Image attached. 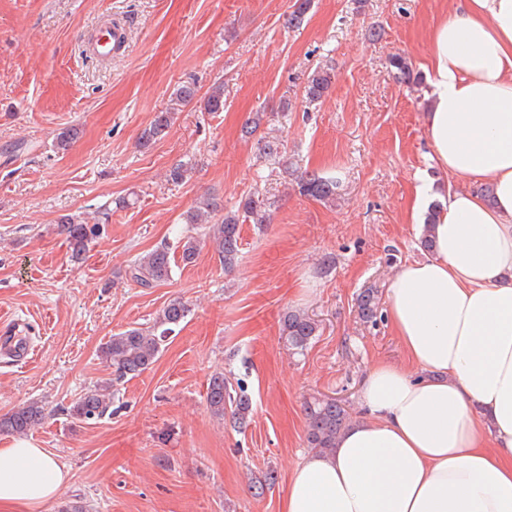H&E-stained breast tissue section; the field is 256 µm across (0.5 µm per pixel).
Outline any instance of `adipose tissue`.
Masks as SVG:
<instances>
[{"label":"adipose tissue","instance_id":"1","mask_svg":"<svg viewBox=\"0 0 512 512\" xmlns=\"http://www.w3.org/2000/svg\"><path fill=\"white\" fill-rule=\"evenodd\" d=\"M431 45V160L449 182L431 256L387 289L411 366L368 371L370 421L296 467L281 512H512V0H453ZM66 479L31 442L0 448V512H40Z\"/></svg>","mask_w":512,"mask_h":512}]
</instances>
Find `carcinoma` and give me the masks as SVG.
Listing matches in <instances>:
<instances>
[{"instance_id": "cac0c4a2", "label": "carcinoma", "mask_w": 512, "mask_h": 512, "mask_svg": "<svg viewBox=\"0 0 512 512\" xmlns=\"http://www.w3.org/2000/svg\"><path fill=\"white\" fill-rule=\"evenodd\" d=\"M312 0H295L293 10L286 16V25L301 23L311 8ZM390 66L396 70L397 78L410 84L414 81L412 64L403 56H395ZM335 80L334 69L319 67L307 79L304 89L307 102L321 100ZM196 84L180 85L170 99L168 106L157 112L154 119L141 134L144 145H150L162 139L172 125L174 115L180 107L192 102L206 112L224 110V84L214 83L205 95L198 96ZM267 123V113L256 111L243 126L247 138H257L259 158L287 175L296 176L300 194L333 204L339 195L336 180L325 178L314 171L305 170L296 173L293 163L288 161L284 141L270 138L262 132ZM195 164L183 161L170 170L171 182L179 184L191 178ZM271 203L258 190L241 200L238 209L226 211L214 198H207L199 205L183 214L184 224L207 225L206 236L213 243L224 272L235 270L241 257L240 224L248 221L252 224L270 223ZM58 230L66 235L69 242L71 258L81 261L89 244L102 232L99 224H82L73 216H63L58 222ZM199 250L198 240L187 235L181 241V260L192 263ZM172 259L170 248L164 244L138 257L126 271L128 278L144 288L170 280L172 276ZM358 312L365 322H374L379 309V289L366 288L358 296ZM187 305L180 299H172L163 308L153 326L148 328H131L114 334L101 348L102 357L112 366L113 381H120L127 376L136 377L150 368L161 352V345L173 327L179 325L188 315ZM319 325L309 315L290 310L282 319V335L288 349L297 353L305 351L318 336ZM206 402L213 416L229 418L237 428L248 423L252 411V400L241 382L233 383L224 375L210 379ZM112 407V390L109 385H100L81 395L70 409V415L77 421L88 422L104 417ZM307 446L319 454H329L340 435L350 426L351 417L348 409L340 401L323 396L314 397L305 402ZM45 418V409L36 402L19 407L0 417V433L23 435Z\"/></svg>"}]
</instances>
